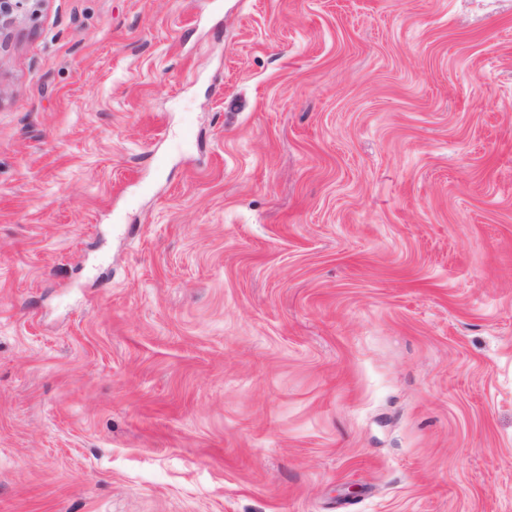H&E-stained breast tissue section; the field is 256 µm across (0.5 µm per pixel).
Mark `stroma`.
Segmentation results:
<instances>
[{
	"label": "stroma",
	"instance_id": "obj_1",
	"mask_svg": "<svg viewBox=\"0 0 512 512\" xmlns=\"http://www.w3.org/2000/svg\"><path fill=\"white\" fill-rule=\"evenodd\" d=\"M0 512H512V0L1 38Z\"/></svg>",
	"mask_w": 512,
	"mask_h": 512
}]
</instances>
